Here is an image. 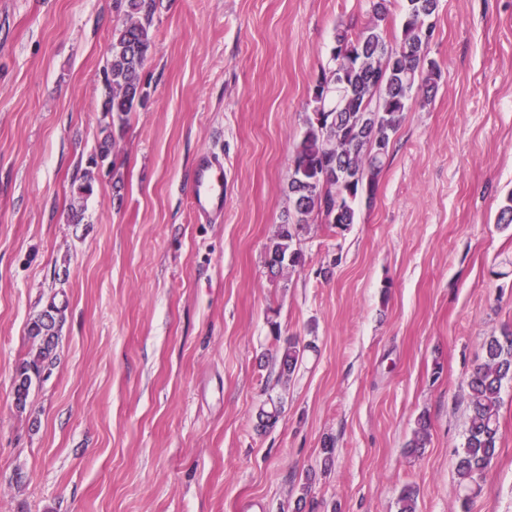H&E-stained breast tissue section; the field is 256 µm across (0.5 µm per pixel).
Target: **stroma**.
<instances>
[{"mask_svg": "<svg viewBox=\"0 0 512 512\" xmlns=\"http://www.w3.org/2000/svg\"><path fill=\"white\" fill-rule=\"evenodd\" d=\"M371 16V0H156L147 104L112 128L122 187L100 179L74 224L121 18L113 0H0V512H396L407 485L417 512H460L467 379L512 328V0H440L439 89L411 100L373 202L346 230L309 224L304 266L265 264L336 29ZM206 153L224 209L202 217ZM52 302L57 360L20 408L27 325ZM281 335L307 347L285 383ZM502 397L470 512H512Z\"/></svg>", "mask_w": 512, "mask_h": 512, "instance_id": "35a3bbf8", "label": "stroma"}]
</instances>
